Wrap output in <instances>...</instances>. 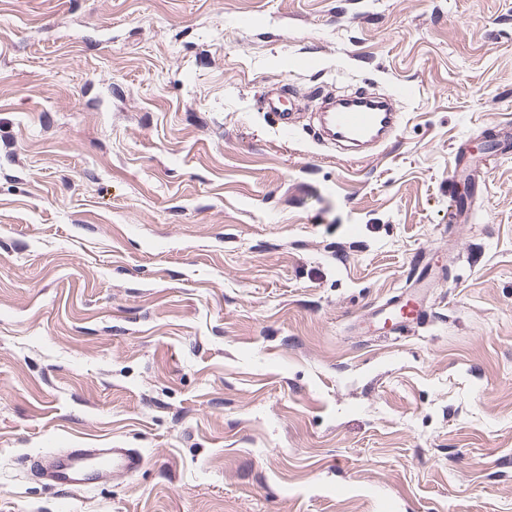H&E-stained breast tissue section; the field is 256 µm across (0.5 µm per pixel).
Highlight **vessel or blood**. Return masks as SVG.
Masks as SVG:
<instances>
[{
    "instance_id": "1",
    "label": "vessel or blood",
    "mask_w": 512,
    "mask_h": 512,
    "mask_svg": "<svg viewBox=\"0 0 512 512\" xmlns=\"http://www.w3.org/2000/svg\"><path fill=\"white\" fill-rule=\"evenodd\" d=\"M262 111L268 112L278 131L288 133L295 127L292 113L281 109L279 100L264 98ZM402 114L396 100L374 102L364 93L354 94L343 104L328 102L319 112L315 129L342 150L359 152L387 144L400 129ZM512 145V130L498 129L487 141L484 155L472 154L467 145H460L455 155L454 177L448 181V194L453 200L448 210L452 224L469 223L476 202L477 176L487 160ZM430 275L417 276L410 288L372 307L365 315L368 327L386 334L398 333L428 322V306L420 289L429 287ZM143 456L133 448H68L48 454L46 460L34 461V471L44 472L49 484L67 488L87 487L93 476L124 475L138 471Z\"/></svg>"
}]
</instances>
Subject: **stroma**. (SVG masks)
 I'll return each instance as SVG.
<instances>
[{"instance_id":"stroma-1","label":"stroma","mask_w":512,"mask_h":512,"mask_svg":"<svg viewBox=\"0 0 512 512\" xmlns=\"http://www.w3.org/2000/svg\"><path fill=\"white\" fill-rule=\"evenodd\" d=\"M341 87L399 96L378 153L258 106ZM497 123L512 0H0V512H512V155L446 224ZM260 108L262 112H268L272 116V124L278 131L288 133L295 129L294 112H284L280 108L278 97H265ZM494 133L492 138L486 140L487 145L483 146V150H486L484 156L472 154L467 143L458 147L455 155L456 175L448 179V195L453 200L452 206L448 208V224H468L470 222L478 192L477 176L479 171L487 161L495 159L498 152L508 148L512 143L510 128H500ZM459 188H463V191L458 193ZM467 188L469 193L465 191ZM431 271L430 268L426 275L419 274L409 288L385 304L370 308L364 318L368 328L392 334L428 322L430 317L428 306L414 288H429L432 281ZM46 462H52L44 475L50 485L81 489L94 475L134 473L145 460L133 448H68L34 461L32 468L38 473Z\"/></svg>"}]
</instances>
